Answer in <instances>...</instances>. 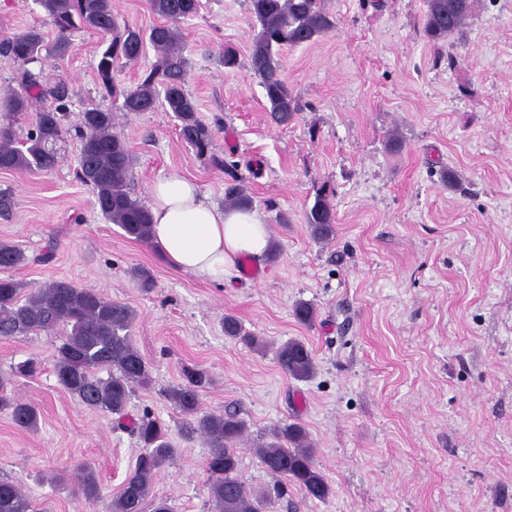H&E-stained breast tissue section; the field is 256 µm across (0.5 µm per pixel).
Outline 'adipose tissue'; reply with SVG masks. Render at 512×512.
Listing matches in <instances>:
<instances>
[{
	"instance_id": "ef3b65f1",
	"label": "adipose tissue",
	"mask_w": 512,
	"mask_h": 512,
	"mask_svg": "<svg viewBox=\"0 0 512 512\" xmlns=\"http://www.w3.org/2000/svg\"><path fill=\"white\" fill-rule=\"evenodd\" d=\"M151 197L152 241L176 269L221 282L241 257L268 252V229L255 211L219 209L185 177L156 181Z\"/></svg>"
}]
</instances>
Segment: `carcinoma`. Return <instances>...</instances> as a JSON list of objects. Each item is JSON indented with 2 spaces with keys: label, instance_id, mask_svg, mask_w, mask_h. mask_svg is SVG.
Segmentation results:
<instances>
[{
  "label": "carcinoma",
  "instance_id": "cac0c4a2",
  "mask_svg": "<svg viewBox=\"0 0 512 512\" xmlns=\"http://www.w3.org/2000/svg\"><path fill=\"white\" fill-rule=\"evenodd\" d=\"M56 30L53 43L46 44L41 28L0 40V52L23 65L37 62L41 55L62 56L70 48L69 35L79 28L112 35L98 55L99 83L112 97L122 98L125 112H152L161 106L179 121L182 139L200 157L210 152L212 134L197 115L193 98L185 89L189 61L179 24L197 11L198 0H150L152 11L164 19L144 33L129 25L120 26L112 14L111 0H39ZM472 9L471 0H426L424 32L436 44L459 33ZM247 11L260 26L254 38L248 65L260 79L266 112L277 126L293 122L301 105L281 76L280 52L299 46L330 32L335 21L323 7V0H247ZM160 52L156 67L145 73L133 89H119L114 72L136 62L146 44ZM50 96L55 107L33 109V101ZM68 89L58 83L44 86L39 76L23 72L21 86L0 97V170L44 171L56 164L55 145L67 133ZM32 113L31 128L21 138L14 127L15 117ZM79 166L82 181L92 188L95 204L103 217L119 226L134 241L151 243V215L147 206L129 190L132 156L125 139L116 132L112 112L91 108L81 113ZM227 207H253V198L244 185L232 177L225 189ZM16 206L13 190L0 189V217L7 219ZM309 235L316 241L334 238L335 212L328 194H316L305 212ZM16 245L0 241V270L26 264ZM295 318L310 325L315 308L306 302L295 304ZM136 312L91 288H81L67 279H56L42 287L25 289L14 278L0 277V337L26 336L32 332L64 327L61 343L55 348L54 374L58 384L86 409L116 417L118 425L142 445L134 470L120 493L107 506L108 512H171L167 501L151 498L154 476L174 455L168 429L145 412L137 418L127 408L134 386L149 382L146 361L135 347L132 331ZM224 336L257 350L264 344L245 331L241 321L224 316ZM275 359L288 377L304 381L315 372L308 346L291 339L275 351ZM186 384L169 390L168 396L184 416L182 436H198L210 448L206 468L210 474L209 496L214 512H264L268 496L258 493L238 477L239 445L247 432L246 421L235 414L205 412L201 388L208 381L199 368L183 370ZM0 412L7 413L23 430L37 428L36 407L6 392L0 380ZM261 465L271 474L300 487L306 496L322 500L329 496L328 485L316 461L317 449L299 423L278 426L271 440L254 445ZM79 495L88 502L101 498L96 474L89 466L79 469ZM0 512H37L19 484L0 479Z\"/></svg>",
  "mask_w": 512,
  "mask_h": 512
}]
</instances>
